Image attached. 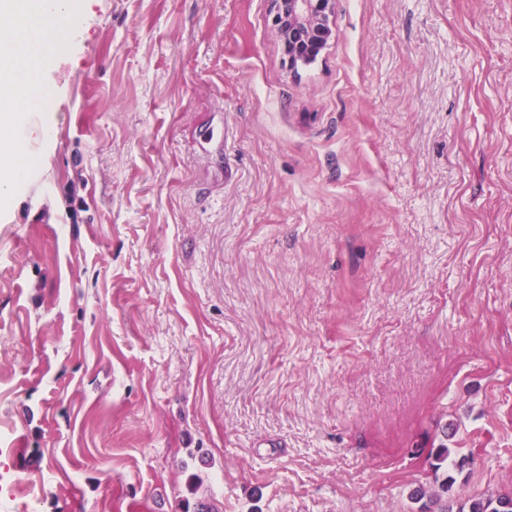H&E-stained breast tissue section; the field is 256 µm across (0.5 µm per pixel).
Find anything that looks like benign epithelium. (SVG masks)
Returning a JSON list of instances; mask_svg holds the SVG:
<instances>
[{"instance_id": "7a95c632", "label": "benign epithelium", "mask_w": 512, "mask_h": 512, "mask_svg": "<svg viewBox=\"0 0 512 512\" xmlns=\"http://www.w3.org/2000/svg\"><path fill=\"white\" fill-rule=\"evenodd\" d=\"M289 69L317 60L333 38L336 0H270Z\"/></svg>"}]
</instances>
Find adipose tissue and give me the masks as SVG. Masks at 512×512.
Listing matches in <instances>:
<instances>
[{"instance_id": "adipose-tissue-1", "label": "adipose tissue", "mask_w": 512, "mask_h": 512, "mask_svg": "<svg viewBox=\"0 0 512 512\" xmlns=\"http://www.w3.org/2000/svg\"><path fill=\"white\" fill-rule=\"evenodd\" d=\"M74 0H0V196L23 187L37 165L25 149L33 115L49 96L41 66L57 47L52 21Z\"/></svg>"}]
</instances>
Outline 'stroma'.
I'll list each match as a JSON object with an SVG mask.
<instances>
[{
	"label": "stroma",
	"instance_id": "stroma-1",
	"mask_svg": "<svg viewBox=\"0 0 512 512\" xmlns=\"http://www.w3.org/2000/svg\"><path fill=\"white\" fill-rule=\"evenodd\" d=\"M0 201V512L512 490V0H81ZM224 130L223 144L204 142ZM289 69L317 60L333 38L335 0H270ZM450 455V448L448 445L443 443L441 440L440 445L429 451L427 460L429 465L434 472L435 482L437 483V491L428 492L423 486H419L411 492V499L419 502L424 498L429 503H424L421 508V512H454L452 507L448 505V491L451 489L454 478L452 475H448V458ZM441 472V479L439 473ZM437 505L441 507V510L435 511L431 507Z\"/></svg>",
	"mask_w": 512,
	"mask_h": 512
}]
</instances>
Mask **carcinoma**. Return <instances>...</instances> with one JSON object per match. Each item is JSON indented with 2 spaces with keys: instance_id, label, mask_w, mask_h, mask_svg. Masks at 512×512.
Listing matches in <instances>:
<instances>
[{
  "instance_id": "carcinoma-1",
  "label": "carcinoma",
  "mask_w": 512,
  "mask_h": 512,
  "mask_svg": "<svg viewBox=\"0 0 512 512\" xmlns=\"http://www.w3.org/2000/svg\"><path fill=\"white\" fill-rule=\"evenodd\" d=\"M449 455L450 448L443 442L437 448L429 451L427 455V460L435 475L437 490L430 492L419 486L411 492L412 500L416 502L427 500V503L423 504L422 512H512V509L505 511L498 506V503L504 500L512 502V491L480 495L468 500L458 510H452V507L448 505V491L454 483V478L448 474Z\"/></svg>"
}]
</instances>
